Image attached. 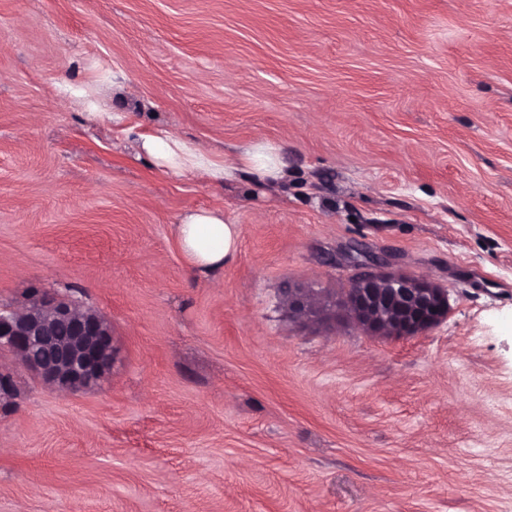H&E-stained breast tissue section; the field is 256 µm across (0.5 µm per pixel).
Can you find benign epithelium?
I'll return each mask as SVG.
<instances>
[{
	"label": "benign epithelium",
	"instance_id": "benign-epithelium-1",
	"mask_svg": "<svg viewBox=\"0 0 512 512\" xmlns=\"http://www.w3.org/2000/svg\"><path fill=\"white\" fill-rule=\"evenodd\" d=\"M352 289L341 299L310 289L289 290L288 311L306 322L334 320L342 314L378 336H415L442 320L436 301L448 297L433 281L394 269L384 257L366 253L356 244ZM0 344L48 387L72 393L102 385L112 369L115 349L108 321L95 309L43 292L29 298L21 310L0 314Z\"/></svg>",
	"mask_w": 512,
	"mask_h": 512
}]
</instances>
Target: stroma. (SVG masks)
Returning <instances> with one entry per match:
<instances>
[{"mask_svg": "<svg viewBox=\"0 0 512 512\" xmlns=\"http://www.w3.org/2000/svg\"><path fill=\"white\" fill-rule=\"evenodd\" d=\"M161 129L288 181L174 177ZM216 206L239 250L191 275ZM355 244L447 316L290 317ZM37 290L117 359L63 396L0 348V512H512V0H0V307ZM175 233L190 268L209 273L224 267L236 255L241 227L224 220V209H202L186 213Z\"/></svg>", "mask_w": 512, "mask_h": 512, "instance_id": "stroma-1", "label": "stroma"}]
</instances>
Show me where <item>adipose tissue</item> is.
Wrapping results in <instances>:
<instances>
[{
    "label": "adipose tissue",
    "instance_id": "ef3b65f1",
    "mask_svg": "<svg viewBox=\"0 0 512 512\" xmlns=\"http://www.w3.org/2000/svg\"><path fill=\"white\" fill-rule=\"evenodd\" d=\"M140 148L179 178L225 180L245 174L255 182L266 183L285 176L278 147L266 142L244 147L233 160L221 165L212 162L207 151L188 147L169 131L144 137ZM175 233L190 268L198 273H209L228 264L236 255L241 238L240 226L226 221L220 208L186 213L176 224Z\"/></svg>",
    "mask_w": 512,
    "mask_h": 512
}]
</instances>
